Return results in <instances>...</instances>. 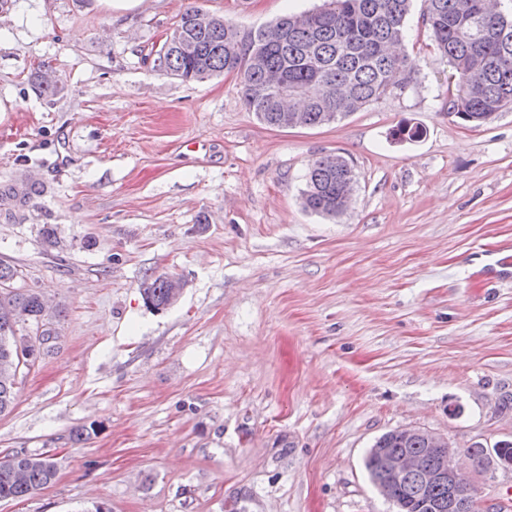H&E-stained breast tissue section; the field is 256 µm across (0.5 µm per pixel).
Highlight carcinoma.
<instances>
[{
    "mask_svg": "<svg viewBox=\"0 0 512 512\" xmlns=\"http://www.w3.org/2000/svg\"><path fill=\"white\" fill-rule=\"evenodd\" d=\"M412 0H330L328 6L288 15L257 29H240L202 7L182 14L180 41L157 51L161 72L182 80H203L233 73L240 81L249 111L270 127H282L270 83L318 93L319 102L301 99L297 117L303 127L341 120L391 94L405 59L390 47L405 37L404 23ZM426 22L443 59L456 79V94L448 109L472 124L512 106V15L477 8L482 0H425ZM482 30L506 32L503 38L478 39ZM418 127L402 125L391 133L396 141H416ZM354 169L341 155L321 156L305 175L304 207L330 217L342 210V196ZM39 193L36 183L12 178L0 181V222H17L20 211ZM22 272L0 263V415L16 401V373L3 367L6 354L17 355L26 343L17 342L16 326L29 322L35 335L50 336L45 307L32 288H16ZM172 276H157L142 284L147 304L169 306ZM419 456L434 468L440 451L423 435L394 431L380 436L368 451L365 468L370 478L383 475L385 458L397 453ZM18 452L0 458V500L19 499L52 483L56 467L49 455ZM387 494L402 502L403 512H448V485L426 484L417 473L389 480Z\"/></svg>",
    "mask_w": 512,
    "mask_h": 512,
    "instance_id": "obj_1",
    "label": "carcinoma"
}]
</instances>
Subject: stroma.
I'll return each instance as SVG.
<instances>
[{"mask_svg": "<svg viewBox=\"0 0 512 512\" xmlns=\"http://www.w3.org/2000/svg\"><path fill=\"white\" fill-rule=\"evenodd\" d=\"M325 5L0 0V180L40 185L0 223V261L55 331L18 372L0 456L57 467L0 512H395L364 466L382 434L512 441V110L450 114L424 0L400 47L410 84L327 125L269 127L236 78L153 67L190 7L251 28ZM406 122L421 139L391 138ZM326 154L355 171L333 218L302 203ZM158 275L184 284L162 310L140 291ZM474 484L479 512H512V471Z\"/></svg>", "mask_w": 512, "mask_h": 512, "instance_id": "1", "label": "stroma"}]
</instances>
